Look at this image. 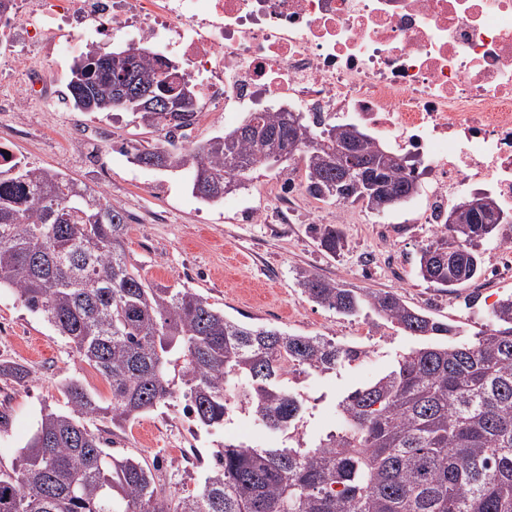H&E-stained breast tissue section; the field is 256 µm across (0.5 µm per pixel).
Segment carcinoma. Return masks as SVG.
<instances>
[{"label": "carcinoma", "mask_w": 512, "mask_h": 512, "mask_svg": "<svg viewBox=\"0 0 512 512\" xmlns=\"http://www.w3.org/2000/svg\"><path fill=\"white\" fill-rule=\"evenodd\" d=\"M105 54L96 48L80 59L85 94L68 83L64 100L79 112H110L119 87L157 90L167 78L150 50L98 65ZM197 112L196 104L170 123L152 107L138 111L171 148L135 146L133 157L190 171L191 192L204 202L286 157L303 161L305 190L320 201L380 212L420 191L405 160L366 132L355 154L371 175L349 172L337 150L355 125L317 128L301 112H251L243 123L254 118L258 127L247 134L174 146ZM500 215L478 193L448 234L420 249L422 279L454 293L480 277L484 246L512 231V223H492ZM127 221L121 207L65 173L0 169V287L14 289L112 389L102 404L77 379L63 380L66 408H44L16 464L0 470V512H512V294L494 304L491 327L467 337L397 293L299 272L311 302L343 316L373 314L417 343L338 400L339 430L295 444L307 407L292 377L333 374L365 350L230 318L191 288L146 281L126 257ZM314 231L325 252L341 251L336 226ZM179 392L202 427L248 412L286 440L226 441L197 489L166 494L137 456L107 453L93 426L123 429Z\"/></svg>", "instance_id": "carcinoma-1"}]
</instances>
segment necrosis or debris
Segmentation results:
<instances>
[{
    "mask_svg": "<svg viewBox=\"0 0 512 512\" xmlns=\"http://www.w3.org/2000/svg\"><path fill=\"white\" fill-rule=\"evenodd\" d=\"M63 25L180 56L202 111L366 127L425 175V223L471 179L512 213V0H13L0 39Z\"/></svg>",
    "mask_w": 512,
    "mask_h": 512,
    "instance_id": "obj_1",
    "label": "necrosis or debris"
}]
</instances>
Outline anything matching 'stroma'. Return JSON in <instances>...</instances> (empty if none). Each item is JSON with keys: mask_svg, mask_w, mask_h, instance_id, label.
<instances>
[{"mask_svg": "<svg viewBox=\"0 0 512 512\" xmlns=\"http://www.w3.org/2000/svg\"><path fill=\"white\" fill-rule=\"evenodd\" d=\"M12 49L0 43V97L16 100L0 112V144L29 166L49 167L102 192L129 217L125 249L146 281L195 289L232 318L274 326L290 334H320L356 344L365 354L330 375L309 374L298 389L307 400L304 437L336 428L335 405L349 390L389 371L413 337L375 316L346 317L309 301L296 284L299 271L314 272L349 288L395 291L434 318L462 325L474 335L488 323L487 308L512 293V274L496 272L495 245L483 253L485 289L469 284L448 293L418 273L419 250L438 237L422 223L423 197L381 213L348 206L337 219V204L317 200L303 188L304 166L290 160L256 166L237 201L205 203L194 197L183 172H163L133 163L135 145L160 146L162 133L138 114L78 112L66 103L48 107L24 97L22 77L11 64ZM261 215L242 218V208ZM339 223L345 246L331 256L318 246L313 225ZM477 294L467 304L466 294ZM24 366L23 380L0 376V468H11L32 434L44 406L62 408L61 378L70 375L101 401L112 398L106 379L80 360L67 339L24 305L10 288H0V362ZM183 398L151 411L110 436L113 454H134L154 465L155 481L166 491L198 486L214 456L229 439L266 445L280 442L250 415H235L218 430L197 426ZM195 444L204 462L195 467L167 463L168 442Z\"/></svg>", "mask_w": 512, "mask_h": 512, "instance_id": "stroma-1", "label": "stroma"}]
</instances>
